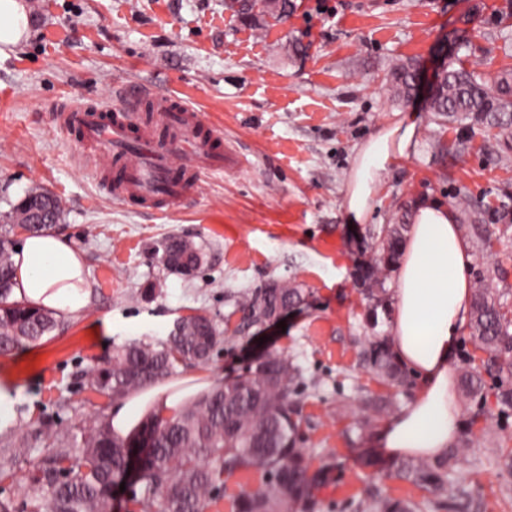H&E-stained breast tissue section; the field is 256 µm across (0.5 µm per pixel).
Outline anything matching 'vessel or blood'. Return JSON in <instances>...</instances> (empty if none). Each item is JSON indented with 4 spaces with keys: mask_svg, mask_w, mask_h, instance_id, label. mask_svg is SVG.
<instances>
[{
    "mask_svg": "<svg viewBox=\"0 0 512 512\" xmlns=\"http://www.w3.org/2000/svg\"><path fill=\"white\" fill-rule=\"evenodd\" d=\"M146 101L156 125L138 120ZM58 120L91 146L92 168L113 197L137 207L170 209L197 191L204 173L224 170L223 132L175 96L125 88L112 107L61 104Z\"/></svg>",
    "mask_w": 512,
    "mask_h": 512,
    "instance_id": "b4317fda",
    "label": "vessel or blood"
}]
</instances>
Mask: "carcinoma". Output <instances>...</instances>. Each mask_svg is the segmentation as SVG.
<instances>
[{
    "label": "carcinoma",
    "mask_w": 512,
    "mask_h": 512,
    "mask_svg": "<svg viewBox=\"0 0 512 512\" xmlns=\"http://www.w3.org/2000/svg\"><path fill=\"white\" fill-rule=\"evenodd\" d=\"M417 68L403 62L392 73L390 91L397 100L416 93ZM429 111L441 123L479 125L496 131L499 140L512 144V72L505 71L489 82L462 67H447L438 74L430 95ZM465 233L477 243L478 266L469 330L481 345L476 359L462 351V396L481 393L486 380L493 382L503 412L512 411V289L508 271L488 268L484 259L493 248L490 222L512 226V206L503 203L486 211L463 203ZM60 201L42 188H33L6 214L0 225V353L23 342L34 343L50 334L59 321L52 312L33 310L10 299L14 275V229L30 232L56 229ZM405 225L384 226L375 238L374 263L361 269L358 279L364 298L377 310L387 311L385 272L395 268L404 239ZM179 254L196 271L208 262V254L195 241L181 236L168 238L161 261L171 272L183 273L168 263ZM305 290L295 283H279L242 293L237 306L242 322L237 332L256 325L259 318L279 307L303 300ZM178 331L164 339L138 340L123 345L103 367L87 374L93 389L114 397L132 388L145 387L169 377L180 365L202 363L223 343V334L213 320L200 315L176 322ZM359 359L383 383H409L386 340L367 336L361 342ZM301 377L287 358L270 354L235 380L214 386L186 405L179 416L156 419L150 425L142 467L137 474L139 492L134 503L139 512H204L224 484V475L250 468L262 469L266 479L256 490L237 500V512H281L286 500L305 498L311 478L302 449L296 447ZM130 443L115 438L103 425L81 427L72 441L55 440L33 463L35 475L24 492L21 512H106L116 479L126 473ZM470 462L462 448L448 450V459H427L400 464L397 476L428 490L432 506L443 509L448 500L458 512H478L480 503L470 491L448 486V469ZM426 503L395 499L379 491L370 494L361 512H424Z\"/></svg>",
    "instance_id": "cac0c4a2"
}]
</instances>
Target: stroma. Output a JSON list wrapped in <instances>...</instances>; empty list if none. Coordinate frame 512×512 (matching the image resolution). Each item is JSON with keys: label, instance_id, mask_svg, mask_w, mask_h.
Listing matches in <instances>:
<instances>
[{"label": "stroma", "instance_id": "stroma-1", "mask_svg": "<svg viewBox=\"0 0 512 512\" xmlns=\"http://www.w3.org/2000/svg\"><path fill=\"white\" fill-rule=\"evenodd\" d=\"M29 2V38L0 58V216L32 188L54 193L58 229L85 256L92 298L84 316L0 355L13 385L0 442L38 452L100 423L112 398L91 390L86 372L129 341L166 338L182 317L205 314L227 341L177 378L222 383L271 352L291 358L307 384L298 445L318 479L281 512H357L373 489L427 499L394 476L395 460L359 464L373 454L365 400L384 395L399 410L414 389L360 366V341L385 335L389 318L369 325L355 277L373 259L370 230L409 223L417 195L492 208L512 193V149L491 130L436 123L425 100L443 66L489 81L512 69V0H293L284 18L258 7L242 15L233 0ZM405 61L417 62L420 89L397 103L388 87ZM125 85L184 98L234 154L164 212L113 198L79 138L58 125L61 103L111 104ZM402 112L422 119L416 147L385 176L368 223L348 227L355 150ZM173 235L201 244L208 265L190 276L164 269L157 251ZM273 281L306 290L284 328L234 332L238 294ZM460 410L472 461L451 482L482 512H512V416L490 388Z\"/></svg>", "mask_w": 512, "mask_h": 512}]
</instances>
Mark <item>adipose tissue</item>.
Masks as SVG:
<instances>
[{"label": "adipose tissue", "instance_id": "1", "mask_svg": "<svg viewBox=\"0 0 512 512\" xmlns=\"http://www.w3.org/2000/svg\"><path fill=\"white\" fill-rule=\"evenodd\" d=\"M31 29L26 0H0V58L9 56ZM421 119L401 113L357 148L345 195L347 223L370 219L384 175L410 156ZM13 296L24 304L72 319L90 305L91 291L83 253L64 236L37 233L25 237L15 257ZM470 246L452 207L426 194L412 205L395 277L386 341L395 360L417 379L413 399L375 432L380 455L423 456L440 460L458 439L461 411L455 399V353L470 320ZM160 382L113 400L104 423L113 435L129 440L146 419L177 416L189 395L205 387Z\"/></svg>", "mask_w": 512, "mask_h": 512}]
</instances>
